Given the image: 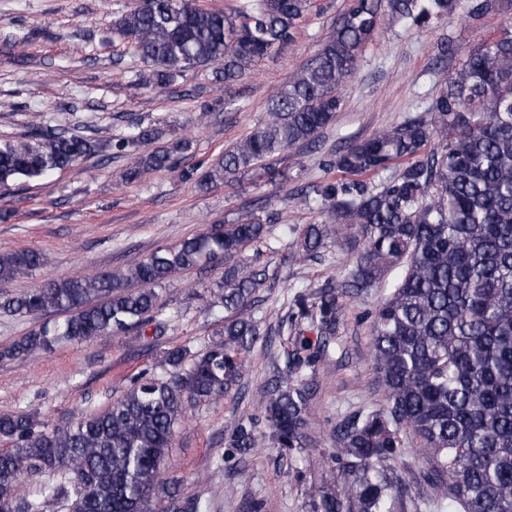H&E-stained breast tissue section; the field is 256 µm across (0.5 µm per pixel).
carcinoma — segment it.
<instances>
[{
    "mask_svg": "<svg viewBox=\"0 0 512 512\" xmlns=\"http://www.w3.org/2000/svg\"><path fill=\"white\" fill-rule=\"evenodd\" d=\"M494 7L495 0H351L314 60L270 94L268 120L216 165L179 167L191 140L133 121L115 143L120 154L138 152L123 179L143 183L177 169L208 190L251 171L282 177L289 149H319V133L341 111L342 88L383 19L427 27L459 15L478 21ZM312 8L313 0H237L228 12L199 0H131L115 12L113 33L145 65L133 71L136 85L166 87L208 70L230 88L294 42ZM99 149L95 132L76 135L38 113L24 135L0 143V190L80 165ZM320 164L341 177L302 191L322 221L303 227L300 260L325 256L334 224L356 226L364 252L344 265L342 284L294 294L280 324L290 326L291 349L259 401L265 429L239 421L228 447L241 454L268 440L307 447L312 381L338 332L343 297L374 287L401 264L404 276L371 329L386 405L338 425L335 479L310 488L307 512H406L412 490L395 462L411 444L425 460L415 480L424 507L512 512V24L471 54L424 111L369 138L341 139ZM262 238V217L245 209L130 266L5 294L0 312L36 326L1 348L0 358L31 357L62 341L142 336L149 326L158 333L167 319L156 287ZM42 262L34 249L1 252L0 282L25 278ZM263 281L232 264L202 292L187 283L207 308L224 309L219 339L195 353L168 349L163 376L134 378L104 409L54 427L26 413L0 414V512H43L60 497L68 512H199L162 468L186 407L224 395L267 340L255 317ZM26 474L61 482L37 496L26 489Z\"/></svg>",
    "mask_w": 512,
    "mask_h": 512,
    "instance_id": "1",
    "label": "carcinoma"
}]
</instances>
